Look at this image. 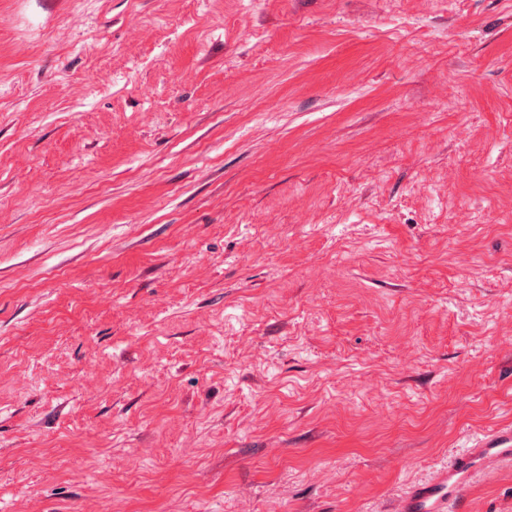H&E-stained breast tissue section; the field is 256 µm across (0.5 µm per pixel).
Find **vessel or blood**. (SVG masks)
I'll use <instances>...</instances> for the list:
<instances>
[{
	"instance_id": "b4317fda",
	"label": "vessel or blood",
	"mask_w": 512,
	"mask_h": 512,
	"mask_svg": "<svg viewBox=\"0 0 512 512\" xmlns=\"http://www.w3.org/2000/svg\"><path fill=\"white\" fill-rule=\"evenodd\" d=\"M511 466L512 425H506L411 482L393 498L390 512H465L466 489L478 478Z\"/></svg>"
}]
</instances>
